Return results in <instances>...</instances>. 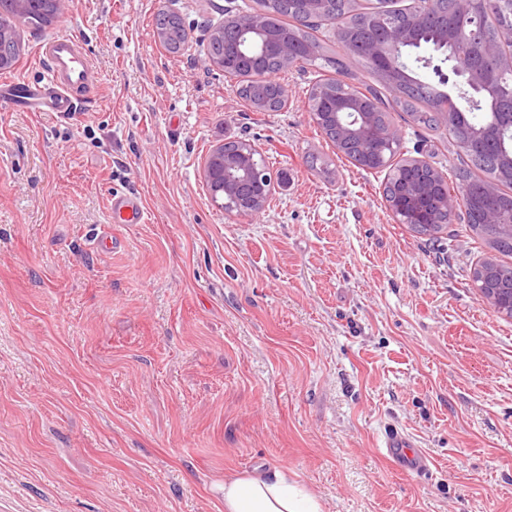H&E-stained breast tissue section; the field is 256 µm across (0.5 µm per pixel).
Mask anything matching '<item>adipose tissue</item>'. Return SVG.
<instances>
[{"label": "adipose tissue", "instance_id": "obj_1", "mask_svg": "<svg viewBox=\"0 0 512 512\" xmlns=\"http://www.w3.org/2000/svg\"><path fill=\"white\" fill-rule=\"evenodd\" d=\"M224 512H323L320 500L283 469L224 478Z\"/></svg>", "mask_w": 512, "mask_h": 512}]
</instances>
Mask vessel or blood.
Returning a JSON list of instances; mask_svg holds the SVG:
<instances>
[{
    "label": "vessel or blood",
    "mask_w": 512,
    "mask_h": 512,
    "mask_svg": "<svg viewBox=\"0 0 512 512\" xmlns=\"http://www.w3.org/2000/svg\"><path fill=\"white\" fill-rule=\"evenodd\" d=\"M42 55L46 63L43 81L25 86L22 91L11 92V99L29 112H57L63 115L75 112L81 98L98 82L81 46L70 37L58 36L44 44ZM112 212L126 224H136L144 218L142 204L134 196H113ZM383 451L400 469L422 473L429 468L427 457L405 434L396 431L388 434Z\"/></svg>",
    "instance_id": "b4317fda"
}]
</instances>
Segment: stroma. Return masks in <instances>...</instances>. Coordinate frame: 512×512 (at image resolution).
Wrapping results in <instances>:
<instances>
[{"label": "stroma", "instance_id": "stroma-1", "mask_svg": "<svg viewBox=\"0 0 512 512\" xmlns=\"http://www.w3.org/2000/svg\"><path fill=\"white\" fill-rule=\"evenodd\" d=\"M242 2L69 0L18 29L0 81L39 83L65 34L99 82L70 116L0 98V512H223L225 475L271 468L324 512H512V319L472 280L489 249L394 221L384 172L312 119L322 71L280 73L287 108L254 111L207 54ZM392 123L405 157L462 166L446 127ZM233 140L272 177L260 215L206 188ZM117 193L145 223L114 220ZM392 430L426 475L389 463ZM161 36L164 45L173 53L177 52L180 44L186 39V30L178 17H172L169 23L162 25Z\"/></svg>", "mask_w": 512, "mask_h": 512}]
</instances>
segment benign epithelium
I'll return each instance as SVG.
<instances>
[{
  "label": "benign epithelium",
  "instance_id": "obj_1",
  "mask_svg": "<svg viewBox=\"0 0 512 512\" xmlns=\"http://www.w3.org/2000/svg\"><path fill=\"white\" fill-rule=\"evenodd\" d=\"M461 10L468 17L469 28L463 34L468 41L477 44L480 50L490 56L498 54V50L484 43L483 19L490 0H458ZM426 13L412 12L403 28L380 27L378 36L371 50L379 56L385 68L391 71L400 70L399 57L404 45L409 42L411 34L425 21ZM231 24L239 38L248 41L261 42L260 54L275 52L279 58L293 64L297 55L294 44L285 39L273 36L266 31L265 21L260 14L226 15L225 24ZM450 73L455 79V85L461 89V95L466 101L477 106L481 103L478 91L483 84V73L477 68L461 70L450 67ZM374 112L363 100L351 95L334 94L329 102V109L324 112L314 111L313 118L318 124H327L336 129L338 149L341 152L358 150L352 160L366 169H380L389 165V161L380 156H374L363 150L373 138L381 137L386 141L400 142L401 135L392 125L378 127L374 124ZM476 140L496 143L500 148L499 165L512 177V110L508 112H493L485 122L472 127ZM246 151L239 157H230L223 153L222 147L215 148L206 158L203 168L204 179H210L212 172L221 168L224 170L225 205L236 203L238 211L256 215L266 210L273 190L271 180L261 183L260 189H255L245 171V164L254 163L258 155L256 148L247 143ZM400 168L407 171V178L402 186L387 200V205L396 221L412 227L427 226L437 223L438 218L444 217L452 222L458 212L467 209V197L455 195L442 186L439 173L428 163L419 159H410ZM483 299L499 313L512 317V298L508 306L503 307L498 302V290L487 287L486 283L477 285Z\"/></svg>",
  "mask_w": 512,
  "mask_h": 512
}]
</instances>
